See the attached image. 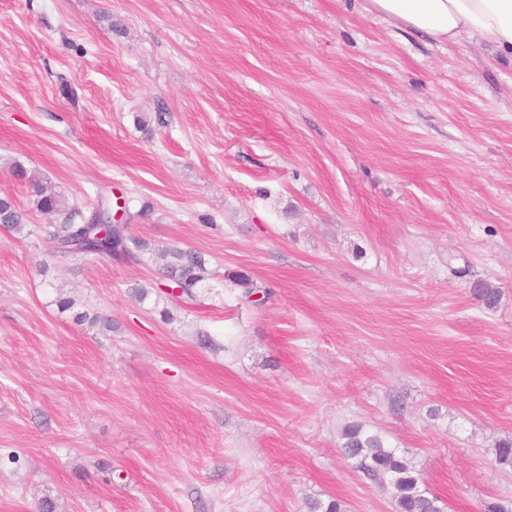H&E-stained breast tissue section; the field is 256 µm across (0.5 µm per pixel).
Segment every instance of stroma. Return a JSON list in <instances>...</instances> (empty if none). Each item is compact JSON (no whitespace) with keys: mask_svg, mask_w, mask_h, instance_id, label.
I'll list each match as a JSON object with an SVG mask.
<instances>
[{"mask_svg":"<svg viewBox=\"0 0 512 512\" xmlns=\"http://www.w3.org/2000/svg\"><path fill=\"white\" fill-rule=\"evenodd\" d=\"M17 163L210 279L53 256ZM3 195L0 512H394L349 424L449 512L512 499V59L364 0H0ZM23 214L9 197L0 198V228L3 231L20 232L24 226ZM165 264L162 268L166 284L160 288L169 294L166 288H180L177 297L192 300L196 297V290L212 275L209 262L202 252L187 248H167L163 250Z\"/></svg>","mask_w":512,"mask_h":512,"instance_id":"35a3bbf8","label":"stroma"}]
</instances>
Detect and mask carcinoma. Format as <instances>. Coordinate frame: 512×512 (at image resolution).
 <instances>
[{
	"label": "carcinoma",
	"mask_w": 512,
	"mask_h": 512,
	"mask_svg": "<svg viewBox=\"0 0 512 512\" xmlns=\"http://www.w3.org/2000/svg\"><path fill=\"white\" fill-rule=\"evenodd\" d=\"M36 209L50 214L55 220L43 229L44 241L55 256L75 257L87 248H95L110 259L122 240L128 239L134 251L125 254V261H140L150 249L148 242L133 236L128 224H79L75 217L79 209L61 198L52 188L36 180H28ZM24 228L23 214L9 197L0 198V229L20 232ZM162 268L167 283L161 289L179 288V297L192 300L196 290L211 276L209 262L202 252L187 248L163 250ZM341 444L343 454L355 461L356 469L380 486H389L396 512H445L443 499L427 489L410 461L389 447L377 433H370L359 424L344 428ZM495 462L502 468H512V440H502L495 447ZM308 512H345L338 499L309 498Z\"/></svg>",
	"instance_id": "cac0c4a2"
}]
</instances>
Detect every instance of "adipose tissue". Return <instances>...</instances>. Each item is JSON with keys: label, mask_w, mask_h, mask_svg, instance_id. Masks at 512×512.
I'll use <instances>...</instances> for the list:
<instances>
[{"label": "adipose tissue", "mask_w": 512, "mask_h": 512, "mask_svg": "<svg viewBox=\"0 0 512 512\" xmlns=\"http://www.w3.org/2000/svg\"><path fill=\"white\" fill-rule=\"evenodd\" d=\"M365 9L439 44L476 40L512 56V0H365Z\"/></svg>", "instance_id": "1"}]
</instances>
